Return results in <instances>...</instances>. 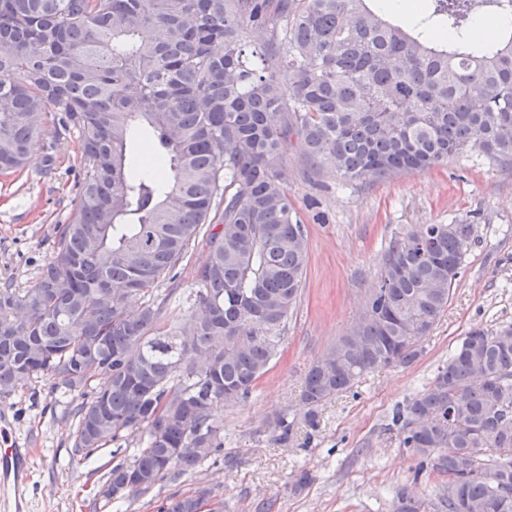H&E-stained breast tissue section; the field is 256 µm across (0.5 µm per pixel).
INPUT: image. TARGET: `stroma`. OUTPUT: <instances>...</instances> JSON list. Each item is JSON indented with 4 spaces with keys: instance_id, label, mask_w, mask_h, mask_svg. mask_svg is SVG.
<instances>
[{
    "instance_id": "obj_1",
    "label": "stroma",
    "mask_w": 512,
    "mask_h": 512,
    "mask_svg": "<svg viewBox=\"0 0 512 512\" xmlns=\"http://www.w3.org/2000/svg\"><path fill=\"white\" fill-rule=\"evenodd\" d=\"M77 134L46 124L22 172L0 176V284L33 285L59 225L73 213L81 178ZM281 172L308 227L309 262L300 300L280 352L255 392L214 410L224 425L220 455L143 494L113 501L102 494L112 466L129 459L111 443L91 455L76 452V424L60 392L38 381L1 397L31 451L27 512H157L173 493L211 488L223 512H392L405 488L424 504L436 501L441 477L420 469L402 447L394 410L421 391L468 332L512 322V165L449 158L441 165L367 185H346L329 168L313 171L288 150ZM464 222L475 228L448 307L409 366L382 367L352 391L325 402L317 427L303 420L306 373L362 311L394 233L411 224ZM207 256L196 242L179 264L178 291L166 315L182 323L196 286L193 270ZM294 418L288 440L275 426ZM307 484H300L301 473Z\"/></svg>"
}]
</instances>
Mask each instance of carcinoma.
I'll return each instance as SVG.
<instances>
[{
    "instance_id": "carcinoma-1",
    "label": "carcinoma",
    "mask_w": 512,
    "mask_h": 512,
    "mask_svg": "<svg viewBox=\"0 0 512 512\" xmlns=\"http://www.w3.org/2000/svg\"><path fill=\"white\" fill-rule=\"evenodd\" d=\"M271 2L0 0V173L25 166L49 121L77 132L83 165L36 284L0 287V396L41 379L71 396L77 448L137 439L107 498L221 451L213 408L247 400L277 356L308 265L288 149L346 184L472 153L512 164V26L491 50L475 31L509 21L512 0H428L407 28L379 0ZM252 31L269 37L249 51ZM214 222L191 315L167 329L175 269ZM473 241L472 224L390 239L363 325L305 377L309 426L365 374L421 355ZM393 422L403 447L438 454L436 512H512V322L469 332ZM211 498L171 496L159 512ZM393 512L426 510L402 492Z\"/></svg>"
}]
</instances>
